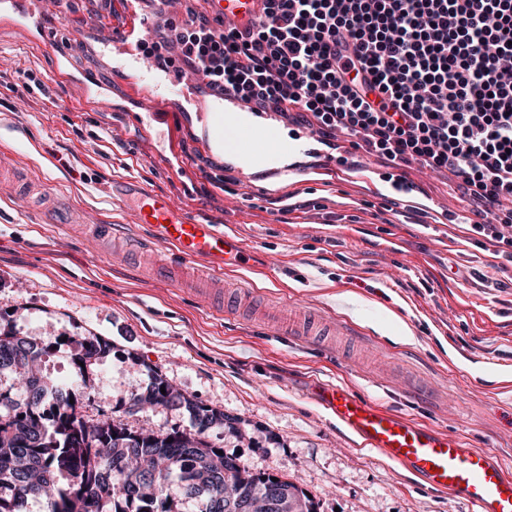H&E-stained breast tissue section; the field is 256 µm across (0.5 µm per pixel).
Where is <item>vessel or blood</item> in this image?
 <instances>
[{
    "label": "vessel or blood",
    "mask_w": 512,
    "mask_h": 512,
    "mask_svg": "<svg viewBox=\"0 0 512 512\" xmlns=\"http://www.w3.org/2000/svg\"><path fill=\"white\" fill-rule=\"evenodd\" d=\"M264 6L265 0H210L208 10L225 26L245 31L253 28ZM223 100V108L212 113L211 127L216 136L225 138L228 149L255 157L278 150L286 158L276 171L280 185L304 184L307 172L298 167L297 158L306 152L309 135L301 131L294 139L279 141L272 125L260 122L245 130H231L225 114L239 116L247 108L234 93H224ZM112 195L153 231L149 240L129 242V249H169L183 262L199 265L206 280L222 277L231 269L254 268L250 254L224 230L155 194L141 181L113 183ZM314 394L364 447L400 464L430 488L461 497L472 512H512V475L491 453L467 447L460 438L428 429L348 387L318 386Z\"/></svg>",
    "instance_id": "obj_1"
}]
</instances>
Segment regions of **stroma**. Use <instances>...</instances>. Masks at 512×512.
<instances>
[{
    "label": "stroma",
    "mask_w": 512,
    "mask_h": 512,
    "mask_svg": "<svg viewBox=\"0 0 512 512\" xmlns=\"http://www.w3.org/2000/svg\"><path fill=\"white\" fill-rule=\"evenodd\" d=\"M47 14L52 47L37 49L0 21V318L55 350L43 372L67 381L79 337L112 344L89 368L86 418L137 430L190 428L182 410H123L155 368L176 390L240 417L241 436L207 441L252 472L282 476L311 494L317 512H471L399 465L361 447L312 395L345 385L409 419L493 453L512 471V265L467 224L433 212L464 201L457 179L418 163L397 166L354 137L319 138L314 155L369 166L371 183L310 181L292 196L265 190L260 172L229 160L210 132L205 88L147 61L123 68L110 36L154 14V0H25ZM39 64L44 90L23 73ZM65 66L72 85L57 82ZM164 104L142 126L138 88ZM138 178L175 204L224 227L260 271L224 277L250 290L240 311L203 302L192 281L164 278L118 253L113 241L149 235L113 201L111 181ZM90 224L111 225L91 238ZM336 323L330 342L273 332L279 304ZM396 313L415 338L395 343L374 328Z\"/></svg>",
    "instance_id": "1"
}]
</instances>
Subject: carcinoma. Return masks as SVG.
Segmentation results:
<instances>
[{
	"mask_svg": "<svg viewBox=\"0 0 512 512\" xmlns=\"http://www.w3.org/2000/svg\"><path fill=\"white\" fill-rule=\"evenodd\" d=\"M81 347L73 359L78 374L112 352L100 336L84 337ZM51 354L0 326V376L18 381L29 375L26 386L0 388V512H26L32 499L44 501L46 512H91L93 497L98 512H183L185 498L196 500L199 512H240L248 501L269 504L268 512H316L293 482L250 472L204 440L215 428L241 435L242 419L181 394L149 367L144 390L125 413H139L140 405L181 409L192 430L133 431L110 417L89 425L82 414L89 393L70 392L30 372ZM228 482L239 501L224 499Z\"/></svg>",
	"mask_w": 512,
	"mask_h": 512,
	"instance_id": "cac0c4a2",
	"label": "carcinoma"
}]
</instances>
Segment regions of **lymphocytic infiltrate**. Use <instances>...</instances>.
<instances>
[{
    "mask_svg": "<svg viewBox=\"0 0 512 512\" xmlns=\"http://www.w3.org/2000/svg\"><path fill=\"white\" fill-rule=\"evenodd\" d=\"M140 49L256 108L454 172L495 219L474 231L512 248V0H267L244 35L201 4Z\"/></svg>",
    "mask_w": 512,
    "mask_h": 512,
    "instance_id": "lymphocytic-infiltrate-1",
    "label": "lymphocytic infiltrate"
}]
</instances>
